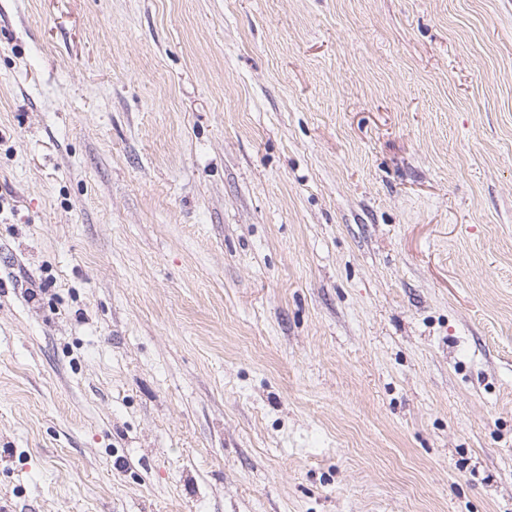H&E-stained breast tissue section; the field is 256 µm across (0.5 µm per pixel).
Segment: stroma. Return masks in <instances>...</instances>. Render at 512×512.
Returning <instances> with one entry per match:
<instances>
[{
    "mask_svg": "<svg viewBox=\"0 0 512 512\" xmlns=\"http://www.w3.org/2000/svg\"><path fill=\"white\" fill-rule=\"evenodd\" d=\"M0 512H512V0H0Z\"/></svg>",
    "mask_w": 512,
    "mask_h": 512,
    "instance_id": "stroma-1",
    "label": "stroma"
}]
</instances>
